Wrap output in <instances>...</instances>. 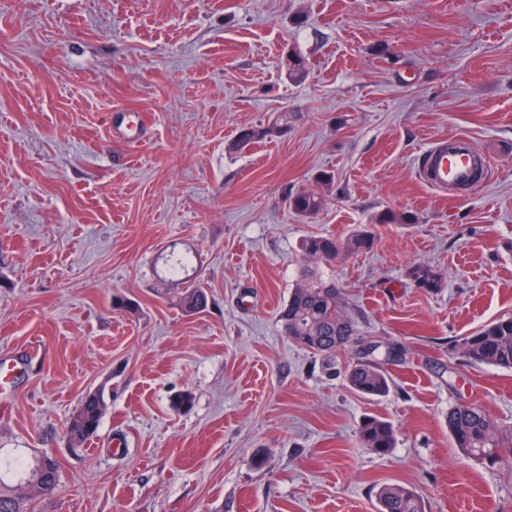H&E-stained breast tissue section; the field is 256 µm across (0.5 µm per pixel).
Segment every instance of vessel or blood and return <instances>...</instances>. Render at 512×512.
<instances>
[{"mask_svg":"<svg viewBox=\"0 0 512 512\" xmlns=\"http://www.w3.org/2000/svg\"><path fill=\"white\" fill-rule=\"evenodd\" d=\"M487 158L473 142L452 136L431 143L418 166L420 180L431 190L443 194L472 183L477 170L486 168Z\"/></svg>","mask_w":512,"mask_h":512,"instance_id":"vessel-or-blood-1","label":"vessel or blood"}]
</instances>
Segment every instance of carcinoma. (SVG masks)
Masks as SVG:
<instances>
[{
  "label": "carcinoma",
  "mask_w": 512,
  "mask_h": 512,
  "mask_svg": "<svg viewBox=\"0 0 512 512\" xmlns=\"http://www.w3.org/2000/svg\"><path fill=\"white\" fill-rule=\"evenodd\" d=\"M288 77L303 81L308 74V62L299 54L290 53L286 59ZM288 132V113L278 112L267 124L243 126L228 145L234 152L268 138ZM324 206V197L312 191L298 192L288 198V208L297 216L312 218ZM375 233L361 229L344 239L332 235L310 236L302 244L304 266L299 279L280 311L278 321L282 331L300 347L328 359L336 352L350 347L357 336L356 321L349 312L336 279L320 270V265H334L346 256L371 248ZM409 278L418 288L432 292L442 287V274L426 262L414 264ZM206 290L189 286L178 293L183 313L195 315L208 306ZM457 351L473 365L512 369V316L499 318L478 327L461 339ZM343 376L347 385L364 397H382L390 391L391 377L383 364L372 359L346 364ZM102 393L87 394L67 424V435L82 445L95 435L101 415ZM448 434L452 444L465 458L479 463H495L502 455L505 437L498 424L484 409L474 403H460L448 411ZM360 447L376 456H387L396 447V432L391 421L369 416L357 429ZM15 476L12 483L0 475V512H31L30 503L56 485L58 471L40 469L38 461L7 464ZM378 512H424L419 495L400 484H384L376 495Z\"/></svg>",
  "instance_id": "cac0c4a2"
}]
</instances>
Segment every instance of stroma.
Masks as SVG:
<instances>
[{
	"label": "stroma",
	"mask_w": 512,
	"mask_h": 512,
	"mask_svg": "<svg viewBox=\"0 0 512 512\" xmlns=\"http://www.w3.org/2000/svg\"><path fill=\"white\" fill-rule=\"evenodd\" d=\"M309 61L303 82L286 58ZM291 113L240 153L242 126ZM133 124L109 136L106 118ZM470 138L492 169L452 198L416 177L430 142ZM333 174L332 186L319 183ZM321 190L302 219L288 198ZM392 211L328 270L358 345L328 361L277 321L311 235ZM187 277L167 273L170 252ZM427 262L440 290L413 285ZM208 293L189 316L185 283ZM512 316V0H0V460L59 464L35 512H376L386 483L425 512H512V466L457 453L448 411L512 433V369L455 349ZM395 344L386 396L341 372ZM107 404L68 441L82 397ZM191 396L189 408L173 398ZM397 445L361 448L364 417ZM89 393L84 396L72 414L66 428L69 438L80 445L97 432L101 420L99 406L100 403L105 402L103 393L98 392L93 395ZM358 444L376 456H387L396 447V432L391 421L369 416L364 418L357 429Z\"/></svg>",
	"instance_id": "obj_1"
}]
</instances>
